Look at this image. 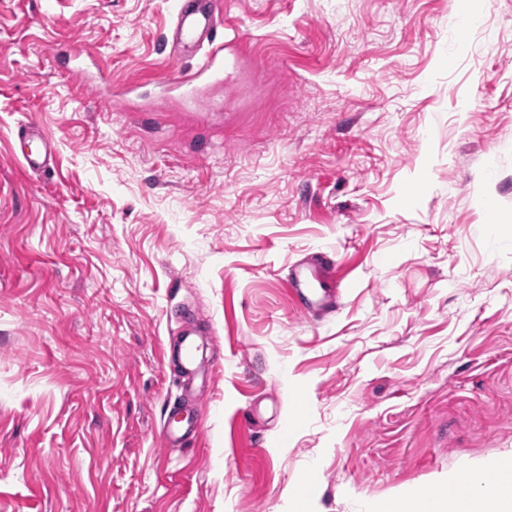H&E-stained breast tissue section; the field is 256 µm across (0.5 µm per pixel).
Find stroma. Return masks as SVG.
I'll return each instance as SVG.
<instances>
[{"label": "stroma", "mask_w": 512, "mask_h": 512, "mask_svg": "<svg viewBox=\"0 0 512 512\" xmlns=\"http://www.w3.org/2000/svg\"><path fill=\"white\" fill-rule=\"evenodd\" d=\"M212 5L236 71L155 112L174 0H0V512H381L512 457V0ZM185 319L217 377L168 448ZM27 130L18 132V140L24 147H21V155L18 156L21 167L26 172L39 173L44 171L52 159L55 145L52 139L44 135L35 126L29 125ZM37 143L35 149H26L25 145ZM288 286L304 310L329 314L339 308L340 281L336 276V254L317 251L294 262L288 270ZM195 427L191 417L185 420H169L162 430V442L166 447L174 448L182 443L184 438L189 434L196 433Z\"/></svg>", "instance_id": "1"}]
</instances>
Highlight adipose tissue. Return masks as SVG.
Wrapping results in <instances>:
<instances>
[{
    "label": "adipose tissue",
    "instance_id": "obj_1",
    "mask_svg": "<svg viewBox=\"0 0 512 512\" xmlns=\"http://www.w3.org/2000/svg\"><path fill=\"white\" fill-rule=\"evenodd\" d=\"M495 469V480H485L478 472L460 475L453 493L424 492L393 502L384 512H512V463L496 464Z\"/></svg>",
    "mask_w": 512,
    "mask_h": 512
}]
</instances>
